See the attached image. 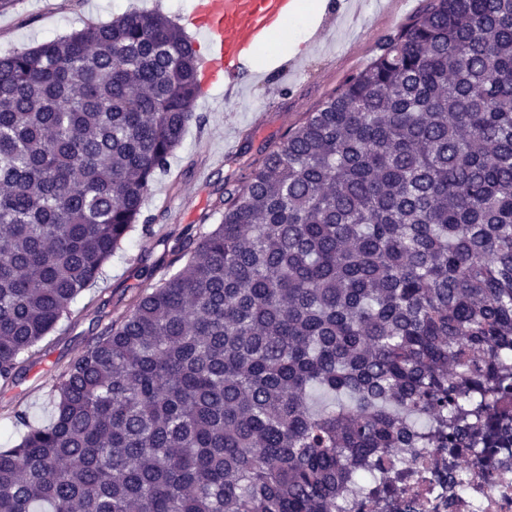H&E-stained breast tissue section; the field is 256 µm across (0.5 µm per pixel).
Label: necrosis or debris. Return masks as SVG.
<instances>
[{
	"label": "necrosis or debris",
	"mask_w": 512,
	"mask_h": 512,
	"mask_svg": "<svg viewBox=\"0 0 512 512\" xmlns=\"http://www.w3.org/2000/svg\"><path fill=\"white\" fill-rule=\"evenodd\" d=\"M345 512H512V453L483 465L473 453L399 448L344 503Z\"/></svg>",
	"instance_id": "1"
}]
</instances>
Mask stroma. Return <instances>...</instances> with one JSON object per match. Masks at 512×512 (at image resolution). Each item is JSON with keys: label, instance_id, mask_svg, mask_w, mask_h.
Returning a JSON list of instances; mask_svg holds the SVG:
<instances>
[{"label": "stroma", "instance_id": "1", "mask_svg": "<svg viewBox=\"0 0 512 512\" xmlns=\"http://www.w3.org/2000/svg\"><path fill=\"white\" fill-rule=\"evenodd\" d=\"M424 3L391 0L381 7L376 0H364L354 29L326 31L306 54L305 75L293 82L279 80L278 69L289 55L273 44L269 47L273 59L253 61L259 77L234 105L225 104L222 88L204 89L195 109L205 115V123L188 130L146 201V212L166 211L163 233L175 235L190 224L205 231L200 218L216 206L217 180L239 174L262 149L278 143L288 126L314 111L349 76L365 69L377 43L406 24ZM189 8V0H15L0 12V55L133 12L158 9L179 23ZM136 256L133 249L116 252L104 280L78 300V320L63 323L48 338L18 386L0 387V447L20 436L12 424L14 411H26L34 422L49 421L53 376L82 350L99 316L112 320L125 313L141 285Z\"/></svg>", "mask_w": 512, "mask_h": 512}]
</instances>
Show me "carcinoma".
<instances>
[{
  "label": "carcinoma",
  "instance_id": "cac0c4a2",
  "mask_svg": "<svg viewBox=\"0 0 512 512\" xmlns=\"http://www.w3.org/2000/svg\"><path fill=\"white\" fill-rule=\"evenodd\" d=\"M200 88L159 11L0 57V385L117 251L166 245L49 423L15 413L0 512H336L395 448L508 447L512 0H426L210 231L158 238Z\"/></svg>",
  "mask_w": 512,
  "mask_h": 512
}]
</instances>
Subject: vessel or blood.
<instances>
[{
  "mask_svg": "<svg viewBox=\"0 0 512 512\" xmlns=\"http://www.w3.org/2000/svg\"><path fill=\"white\" fill-rule=\"evenodd\" d=\"M295 6L296 0H194L188 22L208 44L204 84L220 86L226 101H238L254 49Z\"/></svg>",
  "mask_w": 512,
  "mask_h": 512,
  "instance_id": "1",
  "label": "vessel or blood"
}]
</instances>
